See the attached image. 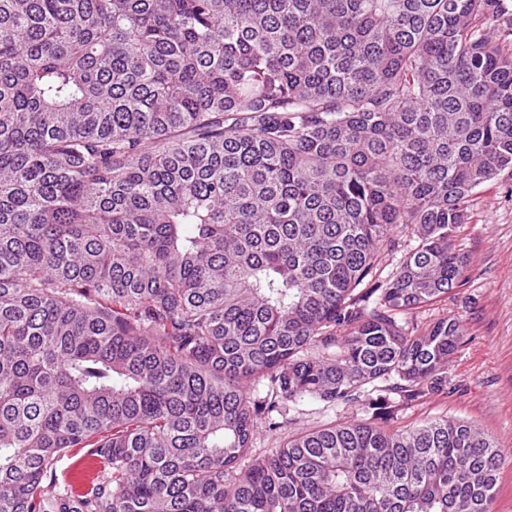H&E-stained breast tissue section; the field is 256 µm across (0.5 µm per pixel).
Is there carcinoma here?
<instances>
[{
	"mask_svg": "<svg viewBox=\"0 0 512 512\" xmlns=\"http://www.w3.org/2000/svg\"><path fill=\"white\" fill-rule=\"evenodd\" d=\"M511 169L512 0H0V512H492V439L389 424ZM306 399L368 418L240 467ZM84 452L85 450L72 449L54 461L53 471H56L60 482L81 484L95 475L96 465Z\"/></svg>",
	"mask_w": 512,
	"mask_h": 512,
	"instance_id": "cac0c4a2",
	"label": "carcinoma"
}]
</instances>
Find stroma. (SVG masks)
I'll return each mask as SVG.
<instances>
[{
	"instance_id": "stroma-1",
	"label": "stroma",
	"mask_w": 512,
	"mask_h": 512,
	"mask_svg": "<svg viewBox=\"0 0 512 512\" xmlns=\"http://www.w3.org/2000/svg\"><path fill=\"white\" fill-rule=\"evenodd\" d=\"M456 245L470 260L464 284L413 313L422 328L443 317L464 324L448 363V391L401 410L395 426L403 429L441 417L475 424L495 441L505 460L493 510L512 512V177L501 176L477 189ZM300 407L295 423L280 431L258 427L252 454L279 447L300 428L366 417L357 406L326 411L305 400Z\"/></svg>"
}]
</instances>
